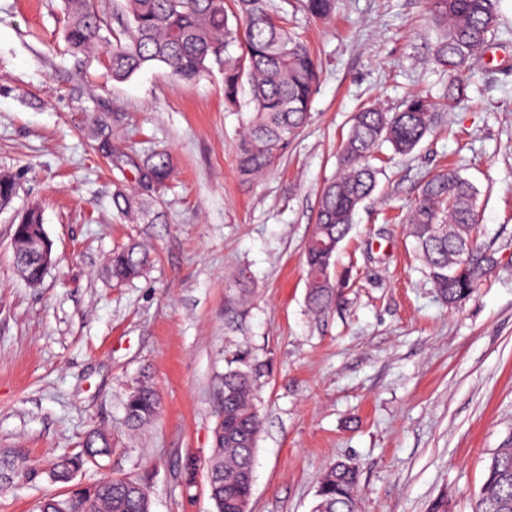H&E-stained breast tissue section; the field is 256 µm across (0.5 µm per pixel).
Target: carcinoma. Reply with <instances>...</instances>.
Returning <instances> with one entry per match:
<instances>
[{
    "mask_svg": "<svg viewBox=\"0 0 512 512\" xmlns=\"http://www.w3.org/2000/svg\"><path fill=\"white\" fill-rule=\"evenodd\" d=\"M309 13L329 17L333 0H306ZM437 30L434 60L448 72L443 97H465L471 86L472 60L487 46L498 27L496 0H429ZM112 36L103 47L102 32ZM64 37L75 56L97 59L122 82L142 68L162 64L184 81L218 70L224 75L225 103L236 106L243 92L252 105L243 129L236 166L244 182L269 174L288 151L295 134L305 126L320 79L318 64L307 47L288 29L273 0H113L106 9L100 0H64ZM436 103L410 96L400 112L376 105L361 108L351 119L338 151L336 177L319 194L316 221L305 244L306 303L319 315L336 304L338 284L331 276L340 244L352 230L359 206L371 196L377 169L370 159L385 144L398 154L411 153L435 125ZM140 181L166 187L173 171L170 154L153 151L134 164ZM17 178L0 172V209L17 193ZM476 187L456 169L427 180L406 214L413 250L443 303L455 306L469 298L484 273L467 260L478 228ZM112 205L121 216L137 223L162 217L161 201L124 183L115 184ZM45 235L42 210L27 209L13 233L15 263L27 279H41L27 259L28 244ZM150 252L138 243L116 248L109 258L112 280L118 284L142 276ZM252 274L243 268L227 314L240 316L251 304ZM220 378L221 411L214 430V451L207 461L209 490L216 512H241L249 493L254 454L261 430L259 381L265 365L247 348L224 356ZM159 395L142 381L127 396L124 419L131 430L155 421ZM106 434L89 433L82 450L52 464V475L69 482L84 465L110 452ZM359 467L338 461L323 474L313 512H356ZM35 512H150L147 487L127 478H106L76 486L65 496L38 502ZM478 512H512V447L499 448L487 467Z\"/></svg>",
    "mask_w": 512,
    "mask_h": 512,
    "instance_id": "obj_1",
    "label": "carcinoma"
}]
</instances>
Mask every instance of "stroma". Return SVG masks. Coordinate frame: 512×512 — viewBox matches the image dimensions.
Segmentation results:
<instances>
[{"label":"stroma","mask_w":512,"mask_h":512,"mask_svg":"<svg viewBox=\"0 0 512 512\" xmlns=\"http://www.w3.org/2000/svg\"><path fill=\"white\" fill-rule=\"evenodd\" d=\"M317 57L311 118L278 168L241 182L235 155L247 108L224 104L211 72L192 82L166 66L128 81L65 54L62 0H0V171L18 193L0 210V512H35L66 494L50 464L80 451L89 430L110 455L73 481L145 483L151 512H215L206 462L220 409L226 349L266 364L250 512H312L319 481L339 460L361 471L358 512H475L487 465L512 445V0L475 66L468 95L443 101L427 0H335L329 20L305 0H275ZM437 104V123L412 153L382 146L378 185L341 243L342 297L315 317L305 303L304 245L323 184L354 112L401 110L408 95ZM132 165L97 150L95 119ZM171 154L165 221L132 224L112 206L116 179L153 149ZM453 167L478 190L473 295L444 304L396 220L424 181ZM38 204L57 259L40 284L18 274L19 212ZM137 240L156 256L116 287L106 260ZM255 278L237 322L225 305L238 268ZM148 379L158 419L138 434L123 403ZM36 467V479L23 470Z\"/></svg>","instance_id":"1"}]
</instances>
